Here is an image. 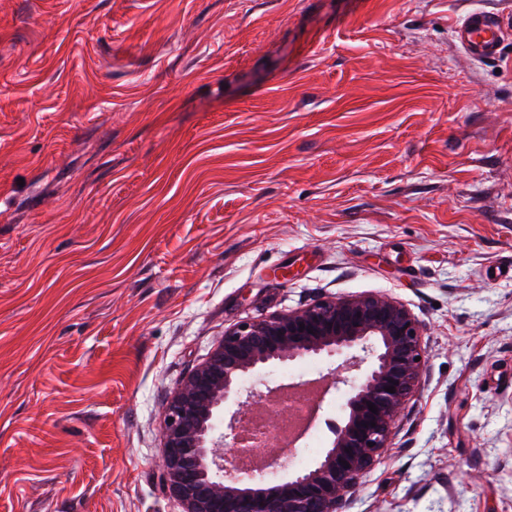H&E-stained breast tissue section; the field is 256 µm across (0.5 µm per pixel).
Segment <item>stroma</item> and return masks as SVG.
Listing matches in <instances>:
<instances>
[{
  "label": "stroma",
  "instance_id": "stroma-1",
  "mask_svg": "<svg viewBox=\"0 0 512 512\" xmlns=\"http://www.w3.org/2000/svg\"><path fill=\"white\" fill-rule=\"evenodd\" d=\"M512 0H0V512H183L225 329L385 294L426 370L350 512H512ZM456 42L477 59L498 55L506 30L497 14L475 10L465 15L453 28Z\"/></svg>",
  "mask_w": 512,
  "mask_h": 512
}]
</instances>
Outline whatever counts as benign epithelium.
Wrapping results in <instances>:
<instances>
[{
  "label": "benign epithelium",
  "instance_id": "benign-epithelium-1",
  "mask_svg": "<svg viewBox=\"0 0 512 512\" xmlns=\"http://www.w3.org/2000/svg\"><path fill=\"white\" fill-rule=\"evenodd\" d=\"M423 325L384 295L322 298L298 310L224 331L209 357L182 382L164 411L167 490L185 512H349L350 494L389 447L396 421L421 388ZM345 361L324 392L346 386L345 416L318 460L278 481L243 459L270 440L241 448L248 408L288 385L246 381L304 358ZM357 370L353 377L347 373ZM393 386L395 392L385 391ZM376 406L373 413L368 403ZM376 426H371V423ZM374 446H368V443Z\"/></svg>",
  "mask_w": 512,
  "mask_h": 512
}]
</instances>
